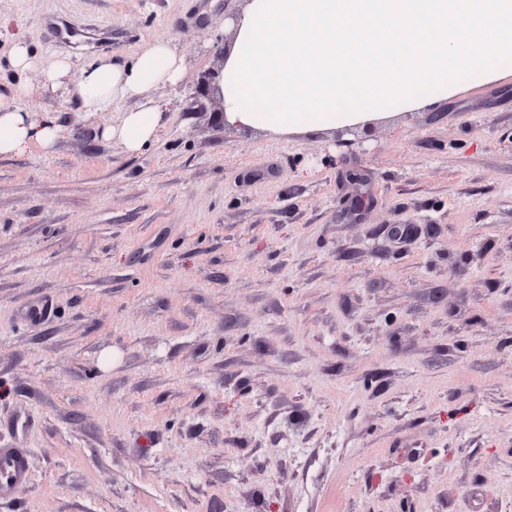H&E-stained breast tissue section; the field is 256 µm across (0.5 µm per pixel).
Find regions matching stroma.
I'll return each mask as SVG.
<instances>
[{
	"mask_svg": "<svg viewBox=\"0 0 512 512\" xmlns=\"http://www.w3.org/2000/svg\"><path fill=\"white\" fill-rule=\"evenodd\" d=\"M241 0H0V512H512V73L370 135L194 110ZM185 59L154 141L7 63ZM49 299L54 312L21 311ZM32 426H23L26 416ZM59 130L58 119L46 113L34 118L22 105L0 108V154L26 150L32 144L52 147ZM28 449L0 448V499L11 498L30 477Z\"/></svg>",
	"mask_w": 512,
	"mask_h": 512,
	"instance_id": "1",
	"label": "stroma"
}]
</instances>
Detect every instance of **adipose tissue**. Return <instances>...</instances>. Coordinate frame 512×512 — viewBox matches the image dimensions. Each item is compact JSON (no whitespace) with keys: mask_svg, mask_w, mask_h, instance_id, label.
I'll return each mask as SVG.
<instances>
[{"mask_svg":"<svg viewBox=\"0 0 512 512\" xmlns=\"http://www.w3.org/2000/svg\"><path fill=\"white\" fill-rule=\"evenodd\" d=\"M231 33L218 81L225 125L330 131L447 101L456 93L452 75L496 80L512 62V0H244ZM11 65L72 87L79 111L121 108L101 135L137 153L168 110L152 92L180 81L184 59L156 40L132 60L95 54L76 69L61 53L35 59L18 40ZM58 130L54 114L1 107L0 154L52 147Z\"/></svg>","mask_w":512,"mask_h":512,"instance_id":"obj_1","label":"adipose tissue"}]
</instances>
